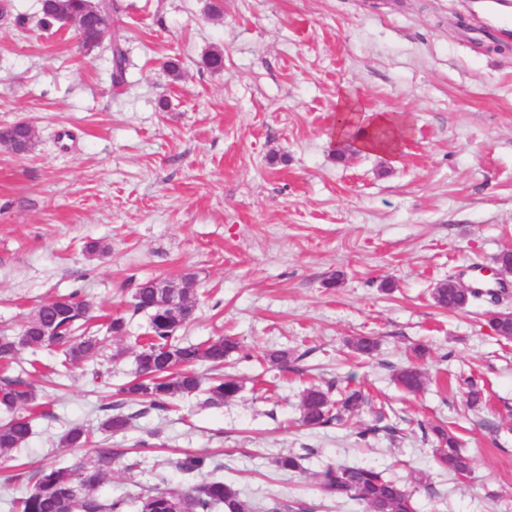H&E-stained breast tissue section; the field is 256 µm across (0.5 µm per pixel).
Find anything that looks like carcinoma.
Returning <instances> with one entry per match:
<instances>
[{"instance_id":"cac0c4a2","label":"carcinoma","mask_w":512,"mask_h":512,"mask_svg":"<svg viewBox=\"0 0 512 512\" xmlns=\"http://www.w3.org/2000/svg\"><path fill=\"white\" fill-rule=\"evenodd\" d=\"M119 7L115 0H40L39 26L56 32L69 20L82 23L77 29L79 47L91 50L102 43L103 34L114 26V16ZM122 34L113 31L109 50L112 62V84L119 87L126 82L127 55L122 48ZM35 137L21 124L0 129V147L14 153L29 152ZM194 278L184 276L177 283L178 292L185 302V310L174 311L162 303L164 289L160 282L146 280L132 294L134 311L148 314V329L136 355L135 378L121 393L138 402L137 410H122L108 405L102 408L104 418L101 430L112 435L127 431L134 420L151 412H167L180 401L195 397L201 388L197 366L207 363L213 367L224 365V360L235 350L237 343L228 337L209 339L202 343H184L179 330L190 322L189 314L197 308ZM491 292L465 293L446 283L435 289L433 299L441 308L463 310ZM93 320L91 306L81 294L74 292L65 298L41 305L30 316L20 334L15 338L0 340V354L7 356L18 346L38 348L53 345L61 350L62 364L77 365L94 360L100 351L96 336L88 334ZM351 350L360 356H370L378 343L371 336H356L349 342ZM396 384L406 393L416 395L425 384L419 366L409 363L397 370ZM467 404L471 408L482 405L484 388L476 378L465 379ZM241 384L236 377L226 375L213 378L206 390L208 402H224L236 398ZM37 395L32 385L21 378L6 379L0 384V406L13 413V417L0 425V450L20 448L31 433V422L25 412L35 406ZM369 398L359 389L346 384L331 390L311 386L303 391L301 417L311 428L340 426L359 411ZM386 415L378 413V424L366 426L356 432L360 443H367L380 431L396 432V427L384 423ZM438 448L436 462L448 471L466 477L472 471L471 459L460 448L459 437L451 427L435 425L431 428ZM61 442L68 446L84 445L88 435L80 425L72 426ZM113 453L103 452L95 459L77 466L50 465L37 472L31 492L12 502L14 512H254L251 505L239 497L234 486L224 479L214 477L189 486L184 491L155 490L129 500L124 498L109 503L99 498V490L107 471L112 466ZM281 471L301 469L300 457L279 454L273 459ZM186 474L200 472L207 467V457L190 455L178 463ZM321 490L338 501H355L366 512H416L412 491L400 480L386 475L369 464L329 465L320 474ZM132 503L135 510L126 509Z\"/></svg>"}]
</instances>
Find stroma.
<instances>
[{"label": "stroma", "instance_id": "35a3bbf8", "mask_svg": "<svg viewBox=\"0 0 512 512\" xmlns=\"http://www.w3.org/2000/svg\"><path fill=\"white\" fill-rule=\"evenodd\" d=\"M210 2L121 0L128 72L116 88L107 53L79 48L74 29L39 30V0H6L0 128L25 119L36 137L24 155L0 148V334L74 291L100 319L126 315L128 333L105 338L95 369L62 366L52 346L10 356L12 376L38 360L30 381L52 414L0 452V512L41 467L102 448L115 453L106 501L180 490L216 466L257 512L279 501L363 512L327 497L318 474L372 463L422 476L418 512H512V342L490 328L488 303L455 312L432 297L512 250V36L491 28L483 0H221L219 18ZM215 49L220 71L203 63ZM172 58L180 77L163 68ZM344 99L412 115L398 154L336 137ZM187 274L198 305L180 334L234 338L224 369L241 392L98 432L148 326L132 293ZM354 336L378 340L373 357L350 353ZM418 344L427 385L413 396L393 375ZM277 349L287 368L266 360ZM472 374L485 393L474 409L459 386ZM333 382L364 387L371 405L340 426H302L303 390ZM380 407L396 433L357 442ZM442 422L473 458L470 478L436 465L429 427ZM75 424L90 444L62 445ZM289 452L301 471L273 465ZM195 454L211 466L189 479L177 463Z\"/></svg>", "mask_w": 512, "mask_h": 512}]
</instances>
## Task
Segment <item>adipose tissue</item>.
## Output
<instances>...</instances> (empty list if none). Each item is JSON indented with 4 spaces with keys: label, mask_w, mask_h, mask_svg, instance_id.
Returning <instances> with one entry per match:
<instances>
[{
    "label": "adipose tissue",
    "mask_w": 512,
    "mask_h": 512,
    "mask_svg": "<svg viewBox=\"0 0 512 512\" xmlns=\"http://www.w3.org/2000/svg\"><path fill=\"white\" fill-rule=\"evenodd\" d=\"M340 109L347 112L354 128L359 129L357 144L361 149L394 154L410 133L407 114L362 112L348 103L341 104Z\"/></svg>",
    "instance_id": "1"
}]
</instances>
